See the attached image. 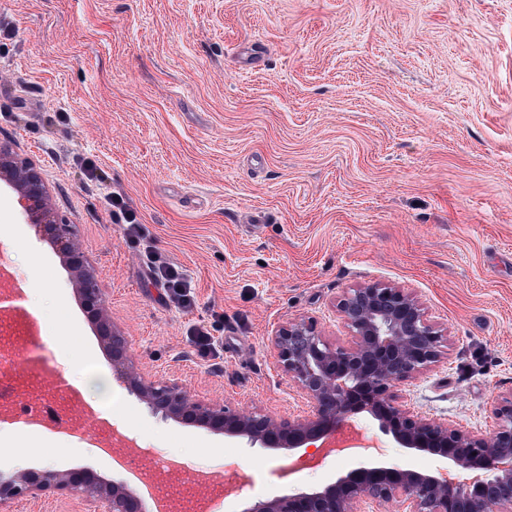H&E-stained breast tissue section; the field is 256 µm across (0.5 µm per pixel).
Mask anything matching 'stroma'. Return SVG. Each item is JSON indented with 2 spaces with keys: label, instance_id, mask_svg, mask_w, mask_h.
Segmentation results:
<instances>
[{
  "label": "stroma",
  "instance_id": "35a3bbf8",
  "mask_svg": "<svg viewBox=\"0 0 512 512\" xmlns=\"http://www.w3.org/2000/svg\"><path fill=\"white\" fill-rule=\"evenodd\" d=\"M0 141L34 160L72 224L113 324L149 380L279 420L309 415L269 338L314 322L342 345L349 289H409L442 355L392 390L421 416L485 433L512 393V0H0ZM96 167L87 176L85 161ZM121 194L141 235L113 223ZM177 265L197 302L166 304L145 246ZM0 258L33 291L60 375L109 382L111 424L147 454L238 482L215 512L325 485L365 463L328 457L283 480L302 447L270 450L154 413L116 380L63 258L0 187ZM222 343L203 356L190 328ZM377 459L436 470L357 417ZM78 441L62 457L58 443ZM98 437L19 438L0 426V479L88 469L109 482ZM29 458L17 459L18 449ZM44 493L0 512H86Z\"/></svg>",
  "mask_w": 512,
  "mask_h": 512
}]
</instances>
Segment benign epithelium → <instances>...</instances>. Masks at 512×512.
Returning a JSON list of instances; mask_svg holds the SVG:
<instances>
[{
    "instance_id": "1",
    "label": "benign epithelium",
    "mask_w": 512,
    "mask_h": 512,
    "mask_svg": "<svg viewBox=\"0 0 512 512\" xmlns=\"http://www.w3.org/2000/svg\"><path fill=\"white\" fill-rule=\"evenodd\" d=\"M0 180L15 195L25 223L43 225V234L60 243L85 310L104 329L112 364L126 389L154 412L266 447L291 450L309 443L318 452L331 447L338 429L367 412L402 447L448 464L441 471L364 465L318 489L259 501L242 512H389L393 501L406 505L403 512H512V394L501 398L499 423L486 434L419 417L394 400L397 383L441 355L442 335L412 291L379 283L350 289L337 303L351 336L347 346L330 344L315 323L304 320L283 324L270 336L281 367L309 400L308 417L282 421L258 411L231 412L218 402L190 397L175 379L148 381L138 372L80 244L56 213L40 168L2 141ZM459 473L466 474L467 484L460 483ZM51 491L83 497L87 512H143L139 496L95 483L81 470L26 472L16 484H0V503Z\"/></svg>"
}]
</instances>
